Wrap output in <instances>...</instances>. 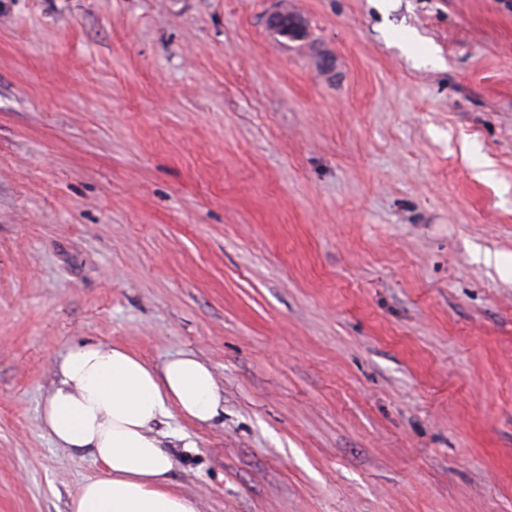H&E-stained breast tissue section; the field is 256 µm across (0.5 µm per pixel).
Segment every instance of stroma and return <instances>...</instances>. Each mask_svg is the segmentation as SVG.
Segmentation results:
<instances>
[{
	"mask_svg": "<svg viewBox=\"0 0 512 512\" xmlns=\"http://www.w3.org/2000/svg\"><path fill=\"white\" fill-rule=\"evenodd\" d=\"M86 340L213 370L199 512H512V0H0V512Z\"/></svg>",
	"mask_w": 512,
	"mask_h": 512,
	"instance_id": "1",
	"label": "stroma"
}]
</instances>
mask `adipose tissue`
I'll list each match as a JSON object with an SVG mask.
<instances>
[{
  "label": "adipose tissue",
  "mask_w": 512,
  "mask_h": 512,
  "mask_svg": "<svg viewBox=\"0 0 512 512\" xmlns=\"http://www.w3.org/2000/svg\"><path fill=\"white\" fill-rule=\"evenodd\" d=\"M224 410L211 368L182 354L156 368L119 345H69L42 419L55 444L103 467L71 496L69 512H198L171 489L175 467L154 426L178 413L206 424Z\"/></svg>",
  "instance_id": "obj_1"
}]
</instances>
